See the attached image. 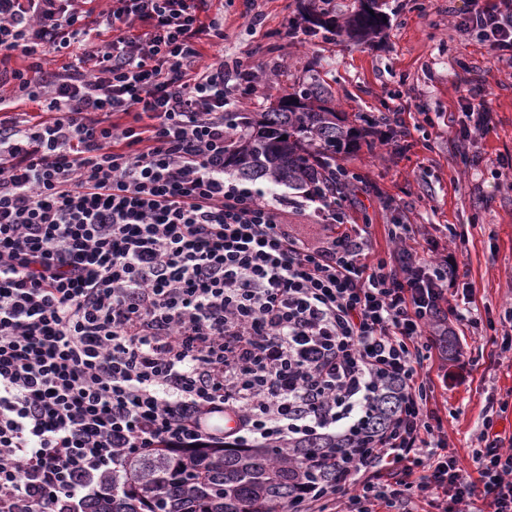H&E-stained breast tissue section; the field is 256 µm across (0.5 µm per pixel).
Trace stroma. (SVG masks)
I'll list each match as a JSON object with an SVG mask.
<instances>
[{"mask_svg":"<svg viewBox=\"0 0 512 512\" xmlns=\"http://www.w3.org/2000/svg\"><path fill=\"white\" fill-rule=\"evenodd\" d=\"M390 22L353 43L331 34H289L303 0H210L208 19L224 26L226 59L261 70L257 93L234 88L259 112L290 87L318 75L335 107L367 131V145L343 162L360 179L349 200L356 223H370L379 253L392 245L385 229L421 225L418 249L447 243L450 290L468 289L481 323L453 322L452 346L467 353L454 380L442 383V361L426 365L433 402L448 434L449 454L469 465L486 415L487 396L512 393V358L498 355L493 327L512 307V84L488 71L489 49L476 35L456 33L449 14L470 0H379ZM260 25H252L253 16ZM493 87L492 124L481 137L457 136L458 98L468 81ZM400 109L408 133L391 131L382 113Z\"/></svg>","mask_w":512,"mask_h":512,"instance_id":"stroma-1","label":"stroma"}]
</instances>
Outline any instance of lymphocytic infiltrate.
Returning a JSON list of instances; mask_svg holds the SVG:
<instances>
[{"instance_id": "lymphocytic-infiltrate-1", "label": "lymphocytic infiltrate", "mask_w": 512, "mask_h": 512, "mask_svg": "<svg viewBox=\"0 0 512 512\" xmlns=\"http://www.w3.org/2000/svg\"><path fill=\"white\" fill-rule=\"evenodd\" d=\"M207 2L0 0V512H83L163 444L344 439L384 396L393 416L303 512H512V448L481 432L465 472L423 373L449 319L480 321L447 249L393 224L382 256L344 200L226 177L230 86L260 73L204 59L224 43ZM454 27L512 68V0H471ZM490 94L463 89L461 135L488 132ZM283 219L286 223L292 224L291 227L296 234L306 240H312L317 236L320 226L316 225L312 218L299 214L296 211L289 209V212L284 213Z\"/></svg>"}]
</instances>
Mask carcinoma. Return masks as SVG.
<instances>
[{
	"label": "carcinoma",
	"mask_w": 512,
	"mask_h": 512,
	"mask_svg": "<svg viewBox=\"0 0 512 512\" xmlns=\"http://www.w3.org/2000/svg\"><path fill=\"white\" fill-rule=\"evenodd\" d=\"M383 17L379 0H360L342 20L319 0H306L300 25L310 37L325 32L361 42L386 27ZM332 101L312 77L263 112L224 118L236 133L225 150V168L247 180L302 190L317 183L332 198L345 194L330 174L336 158L360 148L364 129L348 124ZM361 450L356 438L288 449L154 448L103 481V494L84 512H283L297 506L301 492L342 480L345 460Z\"/></svg>",
	"instance_id": "carcinoma-1"
}]
</instances>
